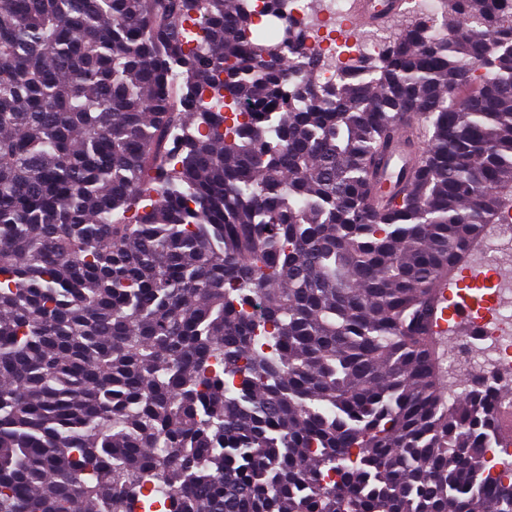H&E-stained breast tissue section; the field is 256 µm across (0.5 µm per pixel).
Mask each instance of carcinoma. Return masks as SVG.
<instances>
[{"instance_id":"carcinoma-1","label":"carcinoma","mask_w":512,"mask_h":512,"mask_svg":"<svg viewBox=\"0 0 512 512\" xmlns=\"http://www.w3.org/2000/svg\"><path fill=\"white\" fill-rule=\"evenodd\" d=\"M443 2L319 88L249 0H0V512H512V387L433 332L512 207V19ZM409 159V145L406 142L404 134H398L395 136L391 151L382 166L384 182L388 189H397V182L393 176L400 168L409 162Z\"/></svg>"}]
</instances>
